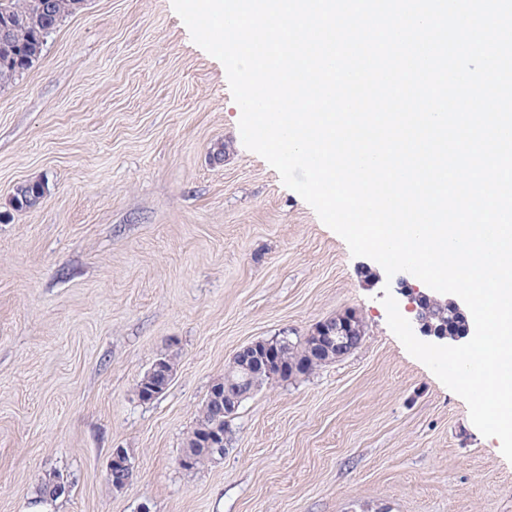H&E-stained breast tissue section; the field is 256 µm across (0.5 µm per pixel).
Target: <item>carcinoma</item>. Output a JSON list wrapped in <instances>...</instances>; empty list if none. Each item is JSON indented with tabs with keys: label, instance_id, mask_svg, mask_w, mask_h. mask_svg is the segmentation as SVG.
<instances>
[{
	"label": "carcinoma",
	"instance_id": "obj_1",
	"mask_svg": "<svg viewBox=\"0 0 512 512\" xmlns=\"http://www.w3.org/2000/svg\"><path fill=\"white\" fill-rule=\"evenodd\" d=\"M78 0H0V88L11 84L41 55L48 35L59 22L77 10ZM45 192L40 182H30L17 191L13 204L18 209L39 204ZM417 317L437 336L450 339L465 330V322L457 309L446 301L422 299L417 302ZM351 336L365 334L363 322L353 313H345L330 321ZM282 370H273L287 378L292 373L311 372L314 368L339 357V353L317 355L309 341L287 340L280 348Z\"/></svg>",
	"mask_w": 512,
	"mask_h": 512
}]
</instances>
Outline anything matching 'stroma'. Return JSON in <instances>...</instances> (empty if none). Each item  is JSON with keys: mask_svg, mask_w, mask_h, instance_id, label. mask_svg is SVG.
<instances>
[{"mask_svg": "<svg viewBox=\"0 0 512 512\" xmlns=\"http://www.w3.org/2000/svg\"><path fill=\"white\" fill-rule=\"evenodd\" d=\"M238 112L171 0H83L0 88V512L51 473L52 512H512L498 440L387 324L398 283L245 148ZM31 181L44 198L14 209ZM347 312L358 348L267 381L224 456L179 466L241 347ZM164 357L170 386L140 401ZM116 472L120 475V480L112 485V489L116 491L126 488L134 477V466L132 465L127 452L122 448H116L112 451V458L108 466V474Z\"/></svg>", "mask_w": 512, "mask_h": 512, "instance_id": "1", "label": "stroma"}]
</instances>
